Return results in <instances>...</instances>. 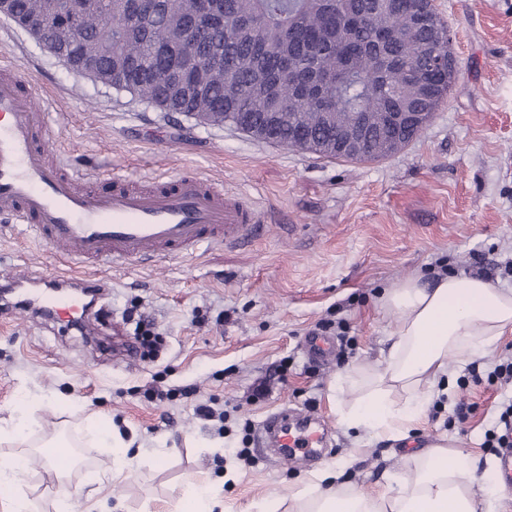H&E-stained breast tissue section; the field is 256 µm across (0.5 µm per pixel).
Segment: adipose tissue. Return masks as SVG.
<instances>
[{
	"label": "adipose tissue",
	"mask_w": 512,
	"mask_h": 512,
	"mask_svg": "<svg viewBox=\"0 0 512 512\" xmlns=\"http://www.w3.org/2000/svg\"><path fill=\"white\" fill-rule=\"evenodd\" d=\"M394 329L382 368L357 365L333 386L339 423L358 445L407 438L431 399L447 395L452 358L484 353L512 331V289L477 277L410 276L381 298ZM337 464L304 476L284 498L265 497L253 512H491L503 498L490 472L456 444L438 442L405 457L395 486L368 491L337 484Z\"/></svg>",
	"instance_id": "obj_1"
}]
</instances>
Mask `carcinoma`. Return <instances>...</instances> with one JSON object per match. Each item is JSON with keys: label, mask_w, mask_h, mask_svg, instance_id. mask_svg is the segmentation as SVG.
<instances>
[{"label": "carcinoma", "mask_w": 512, "mask_h": 512, "mask_svg": "<svg viewBox=\"0 0 512 512\" xmlns=\"http://www.w3.org/2000/svg\"><path fill=\"white\" fill-rule=\"evenodd\" d=\"M76 58L96 59L112 88L209 125L235 126L291 150L356 162L400 152L421 135L459 72L441 17L448 67L426 70L434 28L411 0H69ZM44 0H11L18 18ZM203 18L192 52L181 28ZM360 153L330 147L349 130Z\"/></svg>", "instance_id": "cac0c4a2"}]
</instances>
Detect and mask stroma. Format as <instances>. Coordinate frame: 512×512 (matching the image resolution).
Returning a JSON list of instances; mask_svg holds the SVG:
<instances>
[{"label": "stroma", "mask_w": 512, "mask_h": 512, "mask_svg": "<svg viewBox=\"0 0 512 512\" xmlns=\"http://www.w3.org/2000/svg\"><path fill=\"white\" fill-rule=\"evenodd\" d=\"M460 63L445 103L402 152L363 163L262 142L161 110L125 91L69 70L27 32L0 16V66H18L37 106L50 114L52 143L91 162L95 175L141 178L192 171L242 193L269 229L245 246L202 245L179 257L107 268L109 291L97 319L102 336L131 337L136 315L160 336L151 359L92 347L61 320L0 316V420L37 399L28 440L63 434L75 448L69 482L78 512L100 501L121 512H171L184 486L220 485L233 512L263 497H287L305 467L260 449L233 451L267 416L284 408L321 416L331 428L329 461L349 460L346 484L380 490L400 472L398 444L356 447L341 427L330 387L364 363L381 367L394 318L380 298L395 282L432 278L438 259L450 274L481 275L497 287L512 259V0H435ZM485 258L472 264L473 252ZM48 247L25 225L0 215V275L58 270ZM322 320L346 335L319 366L304 339ZM512 358V332L483 355L453 359L455 383L431 402L410 438L420 448L446 437L482 468L497 465L484 434L512 383L493 378ZM471 408L466 420L457 403ZM214 409L197 415L198 405ZM141 453L134 477L112 470L91 431L100 422ZM165 456L155 461L153 452ZM233 469L235 480L224 477ZM40 512L62 487L44 455L22 479Z\"/></svg>", "instance_id": "obj_1"}]
</instances>
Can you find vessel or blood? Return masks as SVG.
Segmentation results:
<instances>
[{
    "label": "vessel or blood",
    "mask_w": 512,
    "mask_h": 512,
    "mask_svg": "<svg viewBox=\"0 0 512 512\" xmlns=\"http://www.w3.org/2000/svg\"><path fill=\"white\" fill-rule=\"evenodd\" d=\"M23 83L16 68H0V213L34 228L58 262L83 271L9 274L8 315L40 314L84 328L107 295L99 268L178 256L205 243L237 245L264 231L247 197L193 172L172 181L116 178L111 189H94L83 164L52 154L49 115L34 109ZM327 437L316 419L289 420L279 411L266 418L256 444L276 446L286 462L313 466Z\"/></svg>",
    "instance_id": "b4317fda"
}]
</instances>
